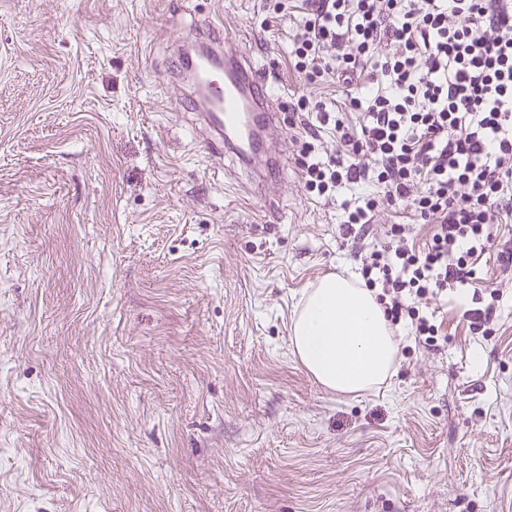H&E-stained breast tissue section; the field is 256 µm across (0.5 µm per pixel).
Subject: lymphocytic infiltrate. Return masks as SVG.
Wrapping results in <instances>:
<instances>
[{"mask_svg": "<svg viewBox=\"0 0 512 512\" xmlns=\"http://www.w3.org/2000/svg\"><path fill=\"white\" fill-rule=\"evenodd\" d=\"M307 2L290 39L295 67L311 81L336 77L364 116L353 131L326 105L302 114L304 186L326 200L350 184L379 189L344 204L346 238L369 236L375 210L398 202L434 220L421 247L412 225H386L360 262L391 324L437 343L429 300L476 283L497 226L512 223V0ZM327 126L337 144L324 162Z\"/></svg>", "mask_w": 512, "mask_h": 512, "instance_id": "obj_1", "label": "lymphocytic infiltrate"}]
</instances>
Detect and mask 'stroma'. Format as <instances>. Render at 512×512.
Masks as SVG:
<instances>
[{"label":"stroma","mask_w":512,"mask_h":512,"mask_svg":"<svg viewBox=\"0 0 512 512\" xmlns=\"http://www.w3.org/2000/svg\"><path fill=\"white\" fill-rule=\"evenodd\" d=\"M302 0H0V512H512V283L490 337L439 305L397 326L358 395L293 355L305 289L356 271L359 183L303 187L300 103L358 127L346 89L295 69ZM223 24L272 69L287 162L258 191L212 158L168 81L171 46ZM475 293V294H476Z\"/></svg>","instance_id":"obj_1"}]
</instances>
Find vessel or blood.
I'll return each mask as SVG.
<instances>
[{
    "mask_svg": "<svg viewBox=\"0 0 512 512\" xmlns=\"http://www.w3.org/2000/svg\"><path fill=\"white\" fill-rule=\"evenodd\" d=\"M199 47L179 55L175 86L182 107L200 112L214 154L232 153L264 184L272 160L264 151L278 130L268 105L269 88L262 73L239 56L224 57V28L208 23L194 35Z\"/></svg>",
    "mask_w": 512,
    "mask_h": 512,
    "instance_id": "1",
    "label": "vessel or blood"
}]
</instances>
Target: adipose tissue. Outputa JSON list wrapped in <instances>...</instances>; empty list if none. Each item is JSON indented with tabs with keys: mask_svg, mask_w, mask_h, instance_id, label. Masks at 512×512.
I'll list each match as a JSON object with an SVG mask.
<instances>
[{
	"mask_svg": "<svg viewBox=\"0 0 512 512\" xmlns=\"http://www.w3.org/2000/svg\"><path fill=\"white\" fill-rule=\"evenodd\" d=\"M290 340L307 372L341 394L381 386L398 352L382 306L353 274L326 275L304 293Z\"/></svg>",
	"mask_w": 512,
	"mask_h": 512,
	"instance_id": "obj_1",
	"label": "adipose tissue"
}]
</instances>
